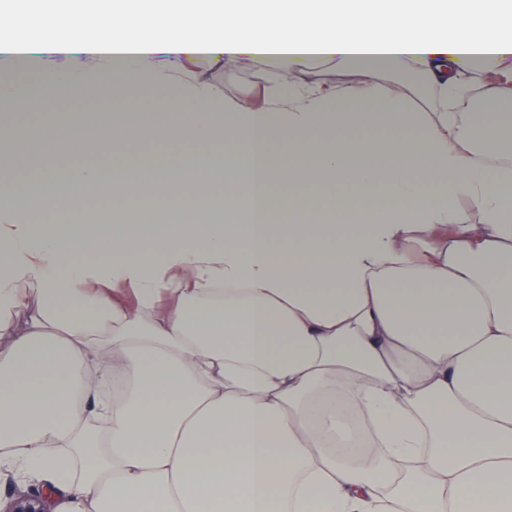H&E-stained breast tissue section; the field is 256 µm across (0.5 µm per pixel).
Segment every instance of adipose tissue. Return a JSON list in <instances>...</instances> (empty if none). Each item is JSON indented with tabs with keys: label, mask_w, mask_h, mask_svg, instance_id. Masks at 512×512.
Wrapping results in <instances>:
<instances>
[{
	"label": "adipose tissue",
	"mask_w": 512,
	"mask_h": 512,
	"mask_svg": "<svg viewBox=\"0 0 512 512\" xmlns=\"http://www.w3.org/2000/svg\"><path fill=\"white\" fill-rule=\"evenodd\" d=\"M0 52L41 62L45 102L163 88L154 135L248 160L224 170V226L197 218L210 157L113 164L139 190L90 236L22 216L99 194L101 167L32 196L0 177V462L57 512H512V90L448 103L512 57V0H0ZM199 56L286 66L245 105L205 74L170 85ZM161 199L177 221L143 223ZM309 74L313 76H319L322 78H328L336 83H348L357 79V73L354 70H347L343 72H336L328 61L321 60L318 58H310L305 62L304 66Z\"/></svg>",
	"instance_id": "1"
}]
</instances>
